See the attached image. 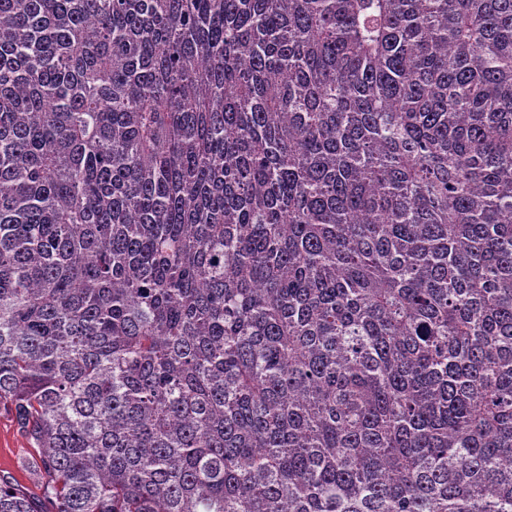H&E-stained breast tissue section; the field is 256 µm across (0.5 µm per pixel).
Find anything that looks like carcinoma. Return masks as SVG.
Returning <instances> with one entry per match:
<instances>
[{
	"instance_id": "1",
	"label": "carcinoma",
	"mask_w": 512,
	"mask_h": 512,
	"mask_svg": "<svg viewBox=\"0 0 512 512\" xmlns=\"http://www.w3.org/2000/svg\"><path fill=\"white\" fill-rule=\"evenodd\" d=\"M0 512H512V0H0ZM32 453L33 449L17 431L11 418L0 412V470L11 471L30 492L41 495L35 477L24 469Z\"/></svg>"
}]
</instances>
